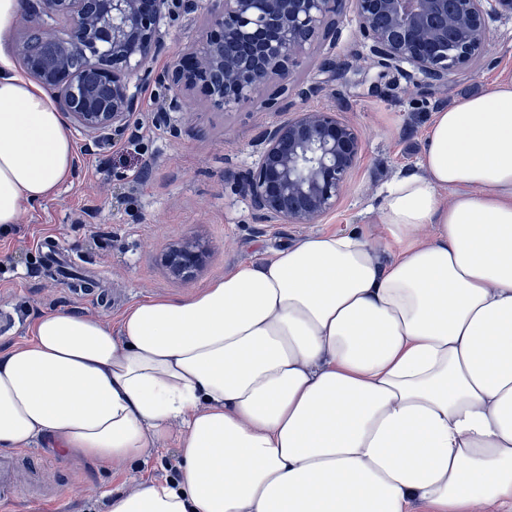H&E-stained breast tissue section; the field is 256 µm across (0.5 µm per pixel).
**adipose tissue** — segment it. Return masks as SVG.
Masks as SVG:
<instances>
[{
	"label": "adipose tissue",
	"mask_w": 512,
	"mask_h": 512,
	"mask_svg": "<svg viewBox=\"0 0 512 512\" xmlns=\"http://www.w3.org/2000/svg\"><path fill=\"white\" fill-rule=\"evenodd\" d=\"M0 233L55 194L73 143L5 50ZM378 221L399 249L321 233L119 333L60 310L0 354V447L144 459L180 423L176 479L108 512H512V76L438 112Z\"/></svg>",
	"instance_id": "obj_1"
}]
</instances>
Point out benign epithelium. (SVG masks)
Segmentation results:
<instances>
[{
	"instance_id": "7a95c632",
	"label": "benign epithelium",
	"mask_w": 512,
	"mask_h": 512,
	"mask_svg": "<svg viewBox=\"0 0 512 512\" xmlns=\"http://www.w3.org/2000/svg\"><path fill=\"white\" fill-rule=\"evenodd\" d=\"M206 11V29L165 71L150 62L162 51V25L175 13ZM352 12L365 57L436 92L483 55L495 15L512 17V0H26L22 25L67 24L68 49L50 41L29 55L25 39L12 45L28 73L55 93L73 128L96 141L122 131L139 111L131 75L168 90L159 112H178L183 91L201 85L210 108L224 112L274 86L285 94L306 47L336 37V22ZM80 58L83 70L74 67ZM90 71L108 93L84 81ZM259 134L256 162L235 179L238 193L264 223L315 224L336 208L362 150V137L336 108H291ZM209 254L187 236L162 261L173 278L190 280Z\"/></svg>"
}]
</instances>
